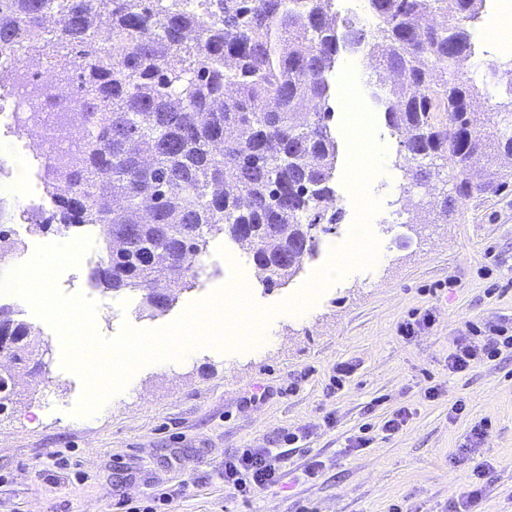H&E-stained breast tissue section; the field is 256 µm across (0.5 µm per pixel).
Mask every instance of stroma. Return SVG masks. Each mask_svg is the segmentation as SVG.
Wrapping results in <instances>:
<instances>
[{"label": "stroma", "instance_id": "obj_1", "mask_svg": "<svg viewBox=\"0 0 512 512\" xmlns=\"http://www.w3.org/2000/svg\"><path fill=\"white\" fill-rule=\"evenodd\" d=\"M501 2L486 0L469 26L477 47L470 75L479 84L488 61L512 58V45L482 37L496 23ZM367 73L366 55L344 52L329 75L337 224L285 285L267 287L251 253L221 235L210 238L200 256L194 287L179 291L173 305L154 317L129 305L128 294L86 288L89 265L67 268L56 280L63 294L82 292L97 302V333L106 339L126 325L165 327L215 289L240 281L270 313L267 344L206 347L169 364H145L129 388L81 416L76 407L83 382L63 368L55 330L30 306L0 298L34 327L46 351L39 372L26 363L12 367L16 393L0 410V512H111L120 499L184 484L189 490L174 500V512H297L302 504L315 512H389L394 505L401 512H448L483 460L492 470L481 512H512V356L466 374L448 371L451 339L465 322L512 324V187L458 202L447 223H412V201L431 195L424 188L404 193V173L394 166L399 140L370 98ZM349 82L359 107L375 117L374 164L358 187L350 178L344 135ZM45 199L22 141L1 128L0 224L19 242L20 261L37 246L69 238L21 219L23 207ZM364 211L376 215L367 258L322 288L309 311L297 313L299 296L337 244L351 238ZM426 307L433 328L408 341L399 337V322ZM340 362L352 363L354 371L331 396L328 374ZM433 385L438 396L425 398ZM263 389L269 392L264 402L246 404L247 395ZM460 398L465 412L449 419ZM404 406L412 412L407 426L385 435L384 420ZM481 420L489 433L479 452L458 455ZM365 423L374 428L370 447L347 451ZM290 432L301 439L287 446L282 437ZM279 447L294 469L322 461L321 476L246 501L233 498L224 485L225 452Z\"/></svg>", "mask_w": 512, "mask_h": 512}]
</instances>
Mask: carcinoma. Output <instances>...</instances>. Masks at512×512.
Masks as SVG:
<instances>
[{"label":"carcinoma","instance_id":"carcinoma-1","mask_svg":"<svg viewBox=\"0 0 512 512\" xmlns=\"http://www.w3.org/2000/svg\"><path fill=\"white\" fill-rule=\"evenodd\" d=\"M483 2L368 0L363 26L339 22L331 0H0V56L48 52L73 87L63 117L84 129L78 165H41L54 209L34 227H102L94 282L141 293L151 315L174 300L155 301L162 283L195 275L211 234L252 253L267 286L285 284L335 221L327 74L342 51L371 60L404 192L442 184L429 205L448 220L459 200L512 185L498 163L512 157V60L488 63L505 91L493 107L467 76ZM6 77L31 95L39 86ZM0 345L17 363L38 342L0 307ZM14 387L0 362V403Z\"/></svg>","mask_w":512,"mask_h":512}]
</instances>
